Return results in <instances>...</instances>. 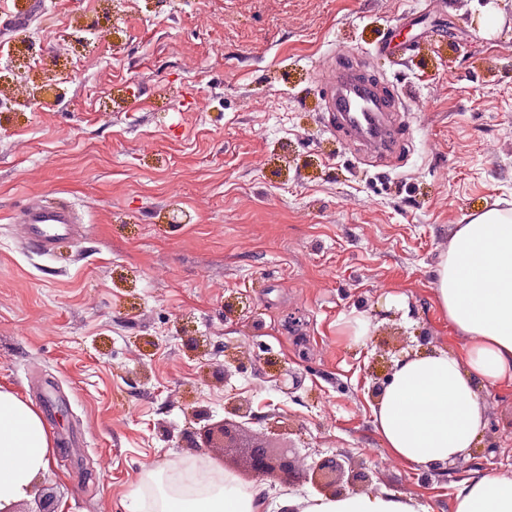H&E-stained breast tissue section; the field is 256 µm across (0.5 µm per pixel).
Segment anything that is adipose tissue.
Masks as SVG:
<instances>
[{"label": "adipose tissue", "instance_id": "1", "mask_svg": "<svg viewBox=\"0 0 512 512\" xmlns=\"http://www.w3.org/2000/svg\"><path fill=\"white\" fill-rule=\"evenodd\" d=\"M434 302L463 342L399 360L373 409L395 459L443 469L472 448L485 426L479 392L512 394V210L492 205L468 217L434 270ZM54 452L39 410L0 384V512L35 494ZM128 512H270L265 484L244 486L202 458L143 471L126 495ZM281 512H423L393 492L282 497ZM453 512H512V476L476 474L458 487Z\"/></svg>", "mask_w": 512, "mask_h": 512}]
</instances>
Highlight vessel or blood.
Masks as SVG:
<instances>
[{
    "instance_id": "1",
    "label": "vessel or blood",
    "mask_w": 512,
    "mask_h": 512,
    "mask_svg": "<svg viewBox=\"0 0 512 512\" xmlns=\"http://www.w3.org/2000/svg\"><path fill=\"white\" fill-rule=\"evenodd\" d=\"M320 82L331 133L380 162L392 161L402 153L406 141L404 106L388 90L386 81L367 76L347 51L332 55ZM75 221V212L68 205L30 208L20 219L28 246L42 254L49 253L58 238L76 235Z\"/></svg>"
}]
</instances>
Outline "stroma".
<instances>
[{
  "mask_svg": "<svg viewBox=\"0 0 512 512\" xmlns=\"http://www.w3.org/2000/svg\"><path fill=\"white\" fill-rule=\"evenodd\" d=\"M486 4L10 0L32 18L0 15V383L57 442L22 512H126L143 471L189 458L250 484L198 437L233 400L256 415L244 438L302 470L341 463L339 494L452 512L473 469L512 474L511 395L481 391L485 428L443 470L393 459L372 413L398 359L454 343L432 281L459 224L512 204V23L486 35ZM394 36L408 52L378 54ZM335 50L365 53L404 100L393 166L326 132ZM34 200L70 202L81 237L27 247ZM389 293L409 315L385 312ZM350 313L373 322L364 345L336 335Z\"/></svg>",
  "mask_w": 512,
  "mask_h": 512,
  "instance_id": "obj_1",
  "label": "stroma"
}]
</instances>
